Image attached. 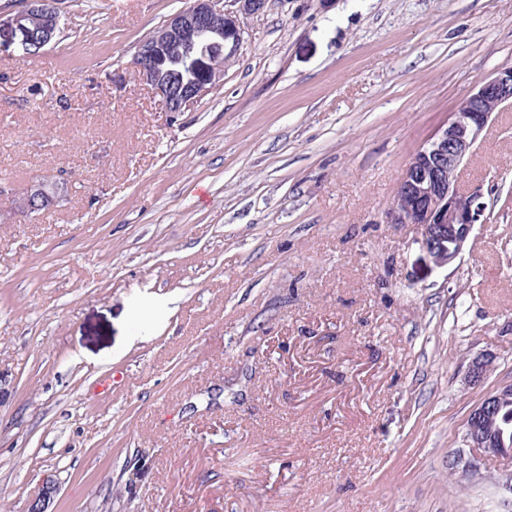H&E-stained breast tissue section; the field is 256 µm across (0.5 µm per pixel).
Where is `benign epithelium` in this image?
Wrapping results in <instances>:
<instances>
[{
    "label": "benign epithelium",
    "mask_w": 512,
    "mask_h": 512,
    "mask_svg": "<svg viewBox=\"0 0 512 512\" xmlns=\"http://www.w3.org/2000/svg\"><path fill=\"white\" fill-rule=\"evenodd\" d=\"M239 12L227 13L220 0H193L186 9L168 17L150 36L142 40L134 55V64L148 84L164 100L168 111L182 112L198 101L220 80L222 69L240 41L241 16L262 13L267 0H237ZM42 26L43 44L55 33L56 7L48 0H28L27 8L7 18H0V46L9 47L22 58L32 55L33 36L28 21ZM221 39L227 53L213 62L198 60L196 67L205 77L176 85L160 68V60L168 48L176 45L196 55L203 39ZM512 108V68L478 79L458 102L447 123L439 128L408 161L393 202L386 213L391 224H415L421 229L426 248L436 262L452 261L463 249L474 224L486 210L484 193L479 187L462 189L459 180L463 162L492 116ZM58 183L42 181L32 185L19 209L25 216L38 213L57 199ZM490 366V358L476 357L467 370L468 383H482ZM512 398V383L499 387L477 404L469 414L466 438L469 446L512 464V444L504 435L493 439L484 433L483 425L498 418L501 409ZM59 489L53 475L43 478L29 503V512H50L51 500Z\"/></svg>",
    "instance_id": "obj_1"
}]
</instances>
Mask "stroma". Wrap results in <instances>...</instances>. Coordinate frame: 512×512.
Here are the masks:
<instances>
[{
    "instance_id": "1",
    "label": "stroma",
    "mask_w": 512,
    "mask_h": 512,
    "mask_svg": "<svg viewBox=\"0 0 512 512\" xmlns=\"http://www.w3.org/2000/svg\"><path fill=\"white\" fill-rule=\"evenodd\" d=\"M190 3L59 0L41 53L0 50V512L49 472L52 512H512V464L465 437L512 383V109L453 261L385 221L512 67V0H268L171 112L133 58ZM50 186L53 191H50ZM58 186L55 181H42L32 185L23 197L27 206L20 208L19 212L27 216L45 210L56 201Z\"/></svg>"
}]
</instances>
